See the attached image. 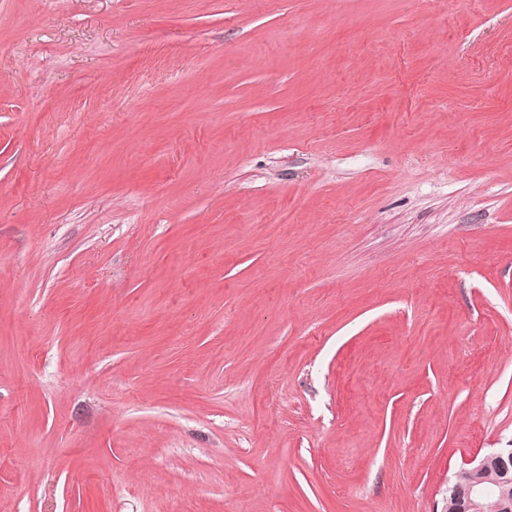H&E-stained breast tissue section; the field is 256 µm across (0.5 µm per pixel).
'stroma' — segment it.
Masks as SVG:
<instances>
[{"instance_id": "stroma-1", "label": "stroma", "mask_w": 512, "mask_h": 512, "mask_svg": "<svg viewBox=\"0 0 512 512\" xmlns=\"http://www.w3.org/2000/svg\"><path fill=\"white\" fill-rule=\"evenodd\" d=\"M512 448V0H0V512H444Z\"/></svg>"}]
</instances>
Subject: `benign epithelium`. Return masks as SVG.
Here are the masks:
<instances>
[{"instance_id": "1", "label": "benign epithelium", "mask_w": 512, "mask_h": 512, "mask_svg": "<svg viewBox=\"0 0 512 512\" xmlns=\"http://www.w3.org/2000/svg\"><path fill=\"white\" fill-rule=\"evenodd\" d=\"M470 481L449 487L456 512H486L487 499L497 494L494 512H512V448L498 449L471 461Z\"/></svg>"}]
</instances>
